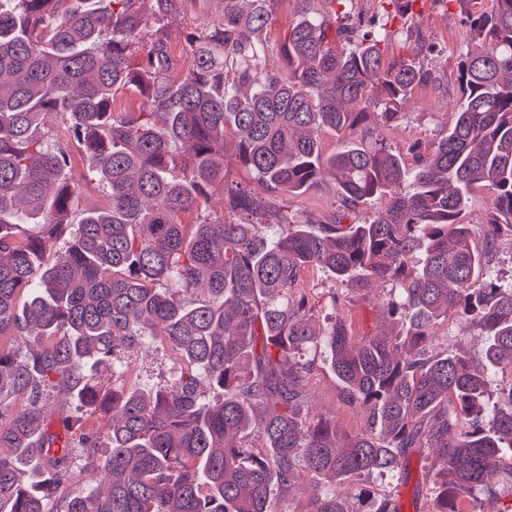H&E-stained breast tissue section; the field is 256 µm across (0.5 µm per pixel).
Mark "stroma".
Masks as SVG:
<instances>
[{"mask_svg":"<svg viewBox=\"0 0 512 512\" xmlns=\"http://www.w3.org/2000/svg\"><path fill=\"white\" fill-rule=\"evenodd\" d=\"M476 0H452L442 4L441 0H417L412 10L399 13L389 21L388 28L394 34L389 52L402 56L417 65L431 70L438 78L435 85L418 87L409 95L396 99L388 105L396 117L387 126H380L377 118H369L367 130L362 135L330 129L320 133V153L322 159H329L343 143L362 139L369 143L374 133H382L393 152L399 153L403 161H410L407 151L410 143H425L447 135L453 122V114L460 101L456 63L459 55L466 50H480V42L471 38L466 17L477 9ZM220 0H186L183 14L166 21L167 44L177 74L187 73L193 58L186 42L188 33L196 31L200 25L218 19L221 15ZM294 18L293 0H281L275 20L264 32L268 46L265 68L267 72H282L286 59L281 53L289 22ZM336 180L330 171H323L318 185L301 195L280 198L277 207L266 220L276 224L289 221L298 224L308 218L324 217L335 209ZM305 279L312 295L321 305L322 314L337 312L347 316L352 324L354 335H379L390 331L391 324L378 313L381 297L380 283H372L364 296L341 302L337 308H330L325 300L331 288L336 285L330 273L321 269H310ZM315 388L311 397L314 413L336 420L339 429L345 434L359 433L365 426V408L345 407L338 399L336 377L330 366L329 353L322 352L315 364ZM410 470L408 483H401L387 476L370 475L366 484L379 499H389L403 504L406 512H425L423 494L417 493L418 481L430 480L432 475L431 457L428 452L412 450L406 462Z\"/></svg>","mask_w":512,"mask_h":512,"instance_id":"1","label":"stroma"}]
</instances>
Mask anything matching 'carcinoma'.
<instances>
[{"mask_svg": "<svg viewBox=\"0 0 512 512\" xmlns=\"http://www.w3.org/2000/svg\"><path fill=\"white\" fill-rule=\"evenodd\" d=\"M221 2L222 18L187 36L193 65L176 78L149 22L185 0H154L149 15L141 0H0V512H277L273 489L304 497L305 512H362L336 485L402 480L411 448L441 463L428 512L498 502L486 476L512 461V382L492 404L487 389L512 372V277L492 267L512 241V0L467 19L484 49L460 56L448 134L412 145L411 167L379 138L341 148L339 207L295 226L263 218L274 197L317 185L318 130H355L435 76L389 55L384 25L357 22L355 0H294L288 69L268 74L260 34L279 0ZM132 84L146 102L115 110ZM52 114L89 156L79 177L69 148L39 132ZM229 137L265 196L224 183ZM87 180L107 205L72 223ZM216 183L226 213L187 221ZM477 186L482 251L463 222ZM379 198L384 213L344 223ZM316 267L340 284L333 307L372 278L390 284L381 312L396 328L357 339L340 315L317 328L301 286ZM450 314L477 352L434 344ZM323 345L342 403L368 408L359 434L309 411ZM146 346L168 366L150 390L132 378ZM102 365L121 385L103 389ZM55 393L80 408L53 416Z\"/></svg>", "mask_w": 512, "mask_h": 512, "instance_id": "obj_1", "label": "carcinoma"}]
</instances>
